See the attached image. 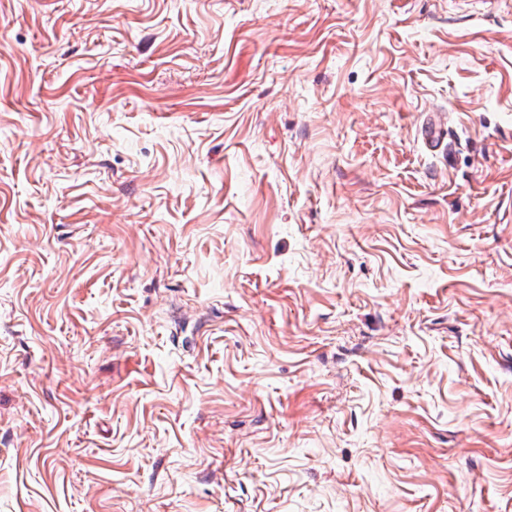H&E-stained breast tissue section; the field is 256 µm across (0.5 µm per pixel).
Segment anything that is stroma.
I'll return each mask as SVG.
<instances>
[{"mask_svg": "<svg viewBox=\"0 0 512 512\" xmlns=\"http://www.w3.org/2000/svg\"><path fill=\"white\" fill-rule=\"evenodd\" d=\"M0 512H512V0H0ZM435 116L436 119H434L432 123H428L421 128V140L424 146L430 151L446 155L448 151V138L447 135H442L445 126L439 114L435 113Z\"/></svg>", "mask_w": 512, "mask_h": 512, "instance_id": "35a3bbf8", "label": "stroma"}]
</instances>
